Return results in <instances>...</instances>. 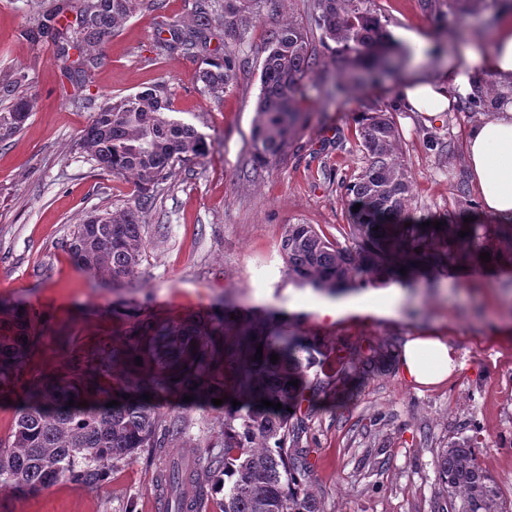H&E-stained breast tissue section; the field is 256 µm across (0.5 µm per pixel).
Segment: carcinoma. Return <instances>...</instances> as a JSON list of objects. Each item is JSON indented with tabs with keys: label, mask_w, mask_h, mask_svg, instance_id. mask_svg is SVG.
Returning <instances> with one entry per match:
<instances>
[{
	"label": "carcinoma",
	"mask_w": 512,
	"mask_h": 512,
	"mask_svg": "<svg viewBox=\"0 0 512 512\" xmlns=\"http://www.w3.org/2000/svg\"><path fill=\"white\" fill-rule=\"evenodd\" d=\"M492 1L501 10L512 8V0H425V6L451 30L461 17L480 14ZM164 2L53 0L19 37L51 44L62 76L83 83L100 64L99 49L121 24L142 10L162 11ZM261 2L275 6L279 0H193L190 22L171 38H159L157 48L197 57L207 52L212 36L222 34L224 54L198 72L204 90L218 99L236 78L231 43L259 18ZM367 2L313 0L312 16L322 40L338 45L351 63L373 76L392 67L391 44ZM319 65L304 24L288 19L268 31L250 140L257 164L281 159L294 132L308 122L296 93ZM25 82L20 71L0 73V143L23 131L36 108V97L23 90ZM495 102V86L488 84L464 98L462 106L486 111ZM355 122L368 163L344 185L349 207L360 205L350 213L353 245L340 246L313 224L286 225L281 254L288 283L332 297L385 281L409 288L418 273L446 270L463 258L478 261L491 233L504 242L502 260L512 265V221L439 229L410 223L412 179L399 156L400 135L391 113L374 107L358 113ZM79 146L100 169L132 179L135 187L128 206L87 215L66 241L78 271L115 283L134 274L146 258L150 240L143 214L154 202V187L170 179L177 164L207 155L211 144L172 115L167 84L159 81L101 103ZM464 230L468 235L462 238ZM269 321L226 304L178 323L143 319L124 332L123 345L71 355L57 373L27 387L17 404L12 434L0 443V489L27 493L64 480L95 485L105 479L110 463L184 437L194 406L164 412L162 401L188 395L205 398L216 413L224 452L208 457L203 471L189 458L167 462L163 477L175 512H201L207 482L221 495L219 512H322L307 487V462L295 445L301 421L293 418L302 405L312 408L309 371L325 365L324 353L316 339ZM44 327L36 314L0 304L1 393L12 392L25 373ZM259 345L261 360L255 359ZM273 354L279 356L275 362ZM137 357L150 366L148 372H141ZM146 393L152 400L144 399ZM214 398L223 404L214 405ZM233 399L240 405L233 406ZM263 399L282 408L266 407ZM113 400L119 405L107 406ZM436 467L446 488V512H508L470 440L444 449Z\"/></svg>",
	"instance_id": "1"
}]
</instances>
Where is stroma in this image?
<instances>
[{
    "label": "stroma",
    "instance_id": "1",
    "mask_svg": "<svg viewBox=\"0 0 512 512\" xmlns=\"http://www.w3.org/2000/svg\"><path fill=\"white\" fill-rule=\"evenodd\" d=\"M49 0H0V72L26 73L38 105L24 131L0 144V302L36 312L47 323L24 375L33 382L55 371L68 348L121 344L128 314L176 321L222 308L302 309L294 330L318 337L328 360L378 355L374 373L350 393L327 385L303 419L298 447L323 512H439L445 494L436 471L442 450L472 439L481 465L512 502V266L493 260L455 270L406 289L396 318L321 315L323 294L289 284L282 272L286 225L305 222L347 244L344 182L367 164L354 118L372 105L387 108L400 132L399 153L413 181L415 217L455 224L471 217L488 224L471 182L464 141L480 113L461 106L429 114L399 105L404 82L433 70L471 38L491 35L494 9L460 19L456 31L437 29L422 0H370L388 33L431 29L435 45L416 55L402 43L392 53L401 72L354 85L329 98L330 85L353 72L344 56L312 43L320 66L297 94L310 123L286 155L255 168L249 149L266 33L292 18L309 23L310 0H280L263 10L235 51L244 66L221 99L203 92L199 57L158 55L153 13L127 20L101 48V63L85 87L65 83L50 45L19 38ZM166 81L172 110L213 145L208 156L178 165L159 184L144 214L151 243L134 275L115 283L75 269L65 248L76 222L93 210L130 203L133 184L102 173L77 140L104 99L122 98ZM447 336L463 363L436 388L414 389L398 374L399 351L410 336ZM181 448H145L115 461L105 483L62 481L34 493L0 490V512H160L159 474Z\"/></svg>",
    "mask_w": 512,
    "mask_h": 512
}]
</instances>
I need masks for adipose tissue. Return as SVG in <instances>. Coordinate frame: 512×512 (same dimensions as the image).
Returning a JSON list of instances; mask_svg holds the SVG:
<instances>
[{
    "label": "adipose tissue",
    "instance_id": "1",
    "mask_svg": "<svg viewBox=\"0 0 512 512\" xmlns=\"http://www.w3.org/2000/svg\"><path fill=\"white\" fill-rule=\"evenodd\" d=\"M487 67L497 80L512 84V12L503 13L488 45H471L433 71H418L402 88L405 107L416 112H445L453 103L451 90H471V77ZM465 156L485 213L512 219V109L476 122L465 140ZM398 288H369L321 307L322 315L337 319L355 312L391 315L399 308ZM460 366L459 355L443 336H414L400 354V368L414 384L446 383Z\"/></svg>",
    "mask_w": 512,
    "mask_h": 512
}]
</instances>
